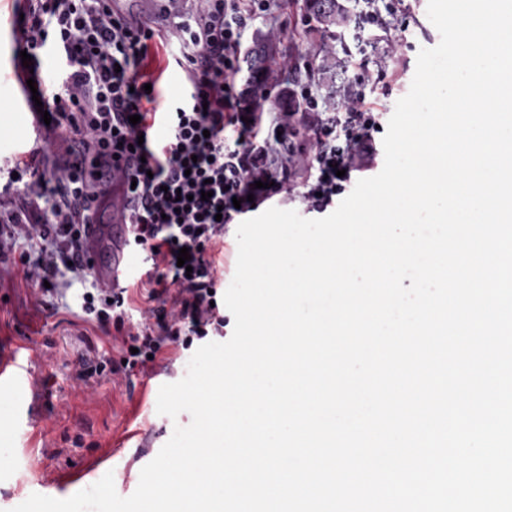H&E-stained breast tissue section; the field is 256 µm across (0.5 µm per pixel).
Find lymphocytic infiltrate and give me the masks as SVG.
<instances>
[{"instance_id": "1", "label": "lymphocytic infiltrate", "mask_w": 512, "mask_h": 512, "mask_svg": "<svg viewBox=\"0 0 512 512\" xmlns=\"http://www.w3.org/2000/svg\"><path fill=\"white\" fill-rule=\"evenodd\" d=\"M354 3L355 46L339 59L335 91H322L312 71L286 56L272 64L295 76L280 95L271 83L249 88L240 74L247 33L285 0H165L164 37L150 24L132 25L112 0H25L31 69L46 56L62 69L56 82L36 86L51 117L42 151L52 163L14 159L23 190L18 200H0V264L17 253L14 275L44 299L74 294L83 320L111 334V351L91 344L78 357L79 382L126 377L149 359L164 360L169 347L223 335L212 293L235 209L276 197L322 211L344 192L345 173L372 166L383 113L362 86L374 73L399 79L389 63L401 45L386 35L398 7ZM369 28L381 33L371 48L362 38ZM171 66L183 82L163 106L145 87ZM133 115L139 123H130ZM228 130L237 135L231 145ZM112 175L127 197L129 245L148 263L115 289L99 282L94 259L83 254ZM183 247L191 255L185 268L177 264ZM134 290L144 302L136 315Z\"/></svg>"}]
</instances>
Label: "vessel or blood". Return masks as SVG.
I'll return each instance as SVG.
<instances>
[{"label": "vessel or blood", "mask_w": 512, "mask_h": 512, "mask_svg": "<svg viewBox=\"0 0 512 512\" xmlns=\"http://www.w3.org/2000/svg\"><path fill=\"white\" fill-rule=\"evenodd\" d=\"M161 0H114L113 9L124 13L131 21L145 23L155 18ZM108 216L105 224L89 225L84 250L96 257L95 273L106 285L118 283L126 271L125 254L128 245V226L125 219V201L120 179H113L112 192L101 205ZM24 356L20 347L0 349V381L13 382L23 370Z\"/></svg>", "instance_id": "obj_1"}]
</instances>
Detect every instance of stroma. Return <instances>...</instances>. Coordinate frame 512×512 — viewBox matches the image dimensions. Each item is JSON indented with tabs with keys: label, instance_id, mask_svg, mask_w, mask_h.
<instances>
[{
	"label": "stroma",
	"instance_id": "35a3bbf8",
	"mask_svg": "<svg viewBox=\"0 0 512 512\" xmlns=\"http://www.w3.org/2000/svg\"><path fill=\"white\" fill-rule=\"evenodd\" d=\"M428 0H405L408 28L392 26L391 39L402 44L392 68L402 70L399 85L386 90L370 81L366 93L387 108L410 88L419 51L438 45L440 35L427 17ZM16 0H0V161L33 155L38 143L29 108L18 105L19 72L13 27ZM299 0H288L285 13L273 22H259L249 41L273 37L279 55L297 61L308 57L313 38L300 23ZM283 29L271 36V26ZM90 324L70 312L47 316L21 278L0 281V344L22 345L31 353L30 381L0 384V512L24 502L31 494L66 499L106 472L128 473V484L117 485L120 496L137 488L142 468L170 439L175 425H188L181 413L170 418L157 412L161 385L182 379L191 351L172 349L169 368H147L130 382L101 381L90 388L75 379V361L83 349L80 334Z\"/></svg>",
	"mask_w": 512,
	"mask_h": 512
}]
</instances>
